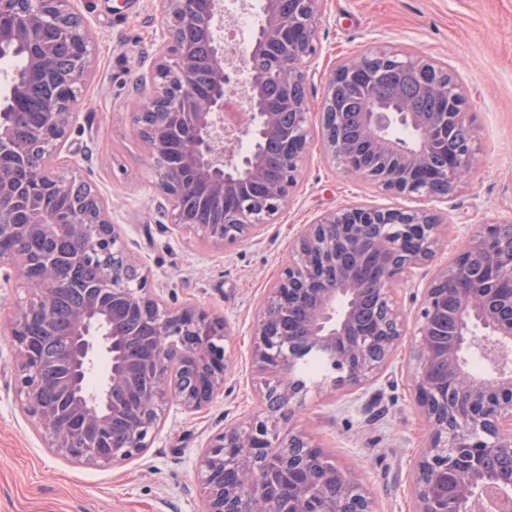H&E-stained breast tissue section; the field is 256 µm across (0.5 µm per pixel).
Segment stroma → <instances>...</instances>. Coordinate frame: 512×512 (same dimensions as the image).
I'll use <instances>...</instances> for the list:
<instances>
[{"instance_id":"1","label":"stroma","mask_w":512,"mask_h":512,"mask_svg":"<svg viewBox=\"0 0 512 512\" xmlns=\"http://www.w3.org/2000/svg\"><path fill=\"white\" fill-rule=\"evenodd\" d=\"M94 37L92 73L79 120L60 150L63 175L86 181L107 202L113 223L169 304L196 303L224 315L232 335L224 394L188 416L167 404L164 424L138 459L112 467L73 463L52 452L16 400L14 349L4 324L29 296L12 279L0 290V512H202L198 454L209 435L259 411L260 379L250 363L255 307L280 270L304 225L354 201L379 207L397 200L344 178L312 150L287 206L260 240L222 250L173 230L153 161L132 129L138 110L135 80L149 76L162 20L154 0H73ZM318 52L308 69L306 96L312 139L331 68L369 50L422 54L448 69L474 115L476 155L466 185L432 208L447 220L448 249L424 265L430 275L452 260L478 225L512 221V0H324ZM408 326L391 364L363 390H331L307 382L296 425L307 430L332 463L355 468L378 512H413L415 461L428 434L411 395Z\"/></svg>"}]
</instances>
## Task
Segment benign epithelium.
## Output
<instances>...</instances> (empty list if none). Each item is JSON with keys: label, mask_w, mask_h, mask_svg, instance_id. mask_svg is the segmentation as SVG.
<instances>
[{"label": "benign epithelium", "mask_w": 512, "mask_h": 512, "mask_svg": "<svg viewBox=\"0 0 512 512\" xmlns=\"http://www.w3.org/2000/svg\"><path fill=\"white\" fill-rule=\"evenodd\" d=\"M321 2L262 0L263 22L251 40L248 61L272 53V67L257 71L247 66L246 112L230 123L225 108L239 82L225 68L232 49L217 34L224 0H156L164 21L162 43L152 63L150 89L142 93L132 122L155 163L158 187L179 233L225 249L260 236L266 220L288 204L312 150L304 86L316 52ZM20 27L26 32L27 79L36 83L52 77L49 59L55 42L43 38V31L52 28L76 38L64 75L68 99H52L44 107L38 133L48 149L31 174L47 192L70 193L73 214L58 220L73 243L67 260L95 266L101 278L70 315L71 335L58 354L65 373L50 382L27 326L35 314L45 326L54 324L63 288L61 261L54 256L19 262L0 258V266L11 269L0 281L7 285L16 275L32 291L29 301L14 306L7 324L15 348V389L21 410L54 453L86 466L121 465L152 446L167 402L196 414L224 394L230 325L224 315L196 304H166L149 275L140 272L124 228L112 223L99 194L78 197L81 181L51 170L57 146L79 118L72 107L92 66V36L83 16L71 0H0V44L15 40ZM188 27L201 31L211 45L213 85L205 95L197 90L194 60L182 43L181 33ZM377 56L412 73L419 93L441 99L440 111L416 112L398 92L387 99L372 94ZM442 70L423 56L388 50L341 61L330 72L320 113L322 153L342 174L383 191L448 201L473 169L475 133L463 90L453 78L443 85L437 77ZM272 80L282 86L292 106L295 120L288 126L266 98L265 86ZM351 85L366 91L356 143L338 140L334 132L346 116L339 111L341 93ZM147 117L184 142L166 167L160 161L168 146L147 136ZM394 126L410 128L414 137H396ZM459 129L466 134L445 166H431L430 158L448 147V132ZM270 137L284 144L283 174L277 180L266 176L257 149L243 155L237 150L244 138L256 143ZM27 167L28 152L22 145L12 146L8 160L0 157L3 226H14L3 200L18 196L6 171ZM183 168L193 172L206 196L224 199V223H184L178 188ZM27 208L30 219L18 229L26 235L48 232L55 220L43 203L31 197ZM505 228L501 222L480 225L452 264L422 288L411 378L412 397L429 434L416 464L413 512H447L440 507L437 484L450 470L460 500L477 486L512 492V469L493 467L497 459L512 457V296H496L499 285L512 279V233ZM447 246L439 215L406 205L353 203L305 225L251 329V366L263 380L261 411L209 436L199 454L204 512H269L273 496L282 499L280 512H376L373 498L351 470L312 454L316 444L306 433L280 426L290 421L307 393L295 376L296 361L309 352L326 354L334 390L359 386L386 368L405 332L393 287ZM353 248L386 259L372 290L375 307L368 321L357 320L364 285L344 261ZM452 291L458 301L454 337L438 349L432 336L448 315ZM132 314L152 330V351L146 356L131 355L138 336L125 330V324ZM467 353L482 358L487 370L470 372ZM102 361L107 371L100 387L85 398L73 395Z\"/></svg>", "instance_id": "1"}]
</instances>
